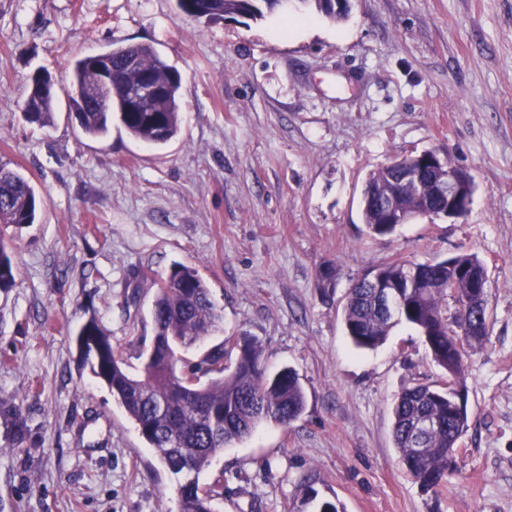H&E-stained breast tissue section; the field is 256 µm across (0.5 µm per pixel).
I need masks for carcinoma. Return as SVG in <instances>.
<instances>
[{
  "label": "carcinoma",
  "mask_w": 512,
  "mask_h": 512,
  "mask_svg": "<svg viewBox=\"0 0 512 512\" xmlns=\"http://www.w3.org/2000/svg\"><path fill=\"white\" fill-rule=\"evenodd\" d=\"M311 3L333 22L345 14L336 11V0H299ZM186 15L209 21L260 17L280 8V0H179ZM112 72V88L102 84V71ZM151 74L164 93L148 104L146 112L126 111L129 92L142 74ZM55 88L27 92L25 113L31 123L48 126L53 119ZM69 111L83 133L103 137L110 131L112 114L133 138L151 145L164 144L180 128L181 78L150 45L114 48L78 59L67 92ZM370 194L362 198V220L372 235L386 236L398 225L384 223L382 204L401 206L413 198L412 189L396 172L384 166L367 179ZM43 200L24 175L0 168V224L22 228L37 223ZM394 260L376 267L386 282L399 287L405 301L402 317L384 312L376 289L362 276L349 288L344 324L353 345L375 350L391 330L405 322L424 338L432 360L447 377L445 384L420 383L403 389L394 401L393 441L399 461L413 480L430 490L442 485L453 470L449 454L468 428L466 407H451L449 398L464 387V373L471 352L489 339L488 294L474 295L472 269L482 278L487 272L474 253L461 252L449 259L415 264ZM15 282L11 258L0 243V288ZM155 354L142 375L133 376L95 320L80 331L87 337L84 356L92 374L105 383L154 449L161 464L172 471L186 464L196 481L178 493L180 512H213L212 500L219 486L202 487L197 481L213 456L229 444L249 436L259 422L270 420L286 426L305 407V392L295 372L285 369L266 374L262 348L243 336L225 342L238 349L232 366L224 365V348L209 352L189 370L178 372L177 351L197 345L210 334L219 315L211 291L198 271L182 263L153 281ZM207 378L201 383V378ZM0 417L8 424L13 441L21 443L26 425L20 409L0 402ZM436 422L421 444L414 432L418 423Z\"/></svg>",
  "instance_id": "1"
}]
</instances>
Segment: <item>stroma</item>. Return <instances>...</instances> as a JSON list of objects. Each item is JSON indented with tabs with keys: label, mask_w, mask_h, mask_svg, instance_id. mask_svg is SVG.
Instances as JSON below:
<instances>
[{
	"label": "stroma",
	"mask_w": 512,
	"mask_h": 512,
	"mask_svg": "<svg viewBox=\"0 0 512 512\" xmlns=\"http://www.w3.org/2000/svg\"><path fill=\"white\" fill-rule=\"evenodd\" d=\"M297 18L305 30L283 35L269 13L209 22L177 0H0V166L44 201L36 224L0 225L16 276L0 290V400L27 425L17 445L0 421V512H179L176 477L77 345L96 319L141 375L153 280L176 262L220 315L182 365L248 336L306 396L296 421L259 424L200 474L222 486L216 512H512V0H352L339 23ZM138 44L180 74L178 135L85 136L66 95L75 59ZM40 70L49 127L24 118ZM427 150L473 176L467 213L369 235L368 175ZM461 251L485 264L492 331L467 361L455 468L426 491L399 461L392 405L443 372L404 323L355 349L343 306L373 267Z\"/></svg>",
	"instance_id": "35a3bbf8"
}]
</instances>
